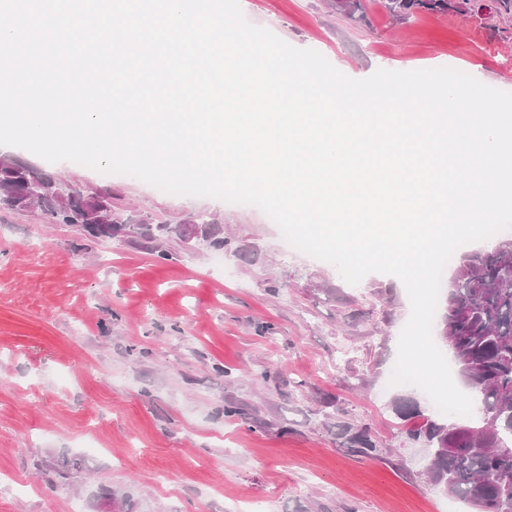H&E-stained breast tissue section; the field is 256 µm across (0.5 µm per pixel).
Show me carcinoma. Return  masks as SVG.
Wrapping results in <instances>:
<instances>
[{"mask_svg":"<svg viewBox=\"0 0 512 512\" xmlns=\"http://www.w3.org/2000/svg\"><path fill=\"white\" fill-rule=\"evenodd\" d=\"M463 6L452 0H388L395 16L416 9L442 13ZM108 193L69 195L53 177L21 163L0 167V206L22 209L35 206L54 224H70L93 235L115 238L119 233L148 245L175 232L167 224H152L138 211L104 213L100 210ZM199 224L200 239L210 248L228 245L220 226L206 215L190 218ZM512 254L495 247L468 253L455 260L448 298L439 313L441 327L448 330V344L457 352L458 375L476 393L482 415L496 419L490 430L456 432L447 422L427 418L414 425L410 435L430 447L429 482L443 493L470 502L476 512H505L501 482L512 479V283L503 280V269ZM396 412L405 421L424 416L412 400L397 402ZM352 451L371 456L377 445L365 428L346 427Z\"/></svg>","mask_w":512,"mask_h":512,"instance_id":"1","label":"carcinoma"}]
</instances>
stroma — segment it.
I'll use <instances>...</instances> for the list:
<instances>
[{"mask_svg": "<svg viewBox=\"0 0 512 512\" xmlns=\"http://www.w3.org/2000/svg\"><path fill=\"white\" fill-rule=\"evenodd\" d=\"M335 2L240 6L354 79L451 60L512 90V11L400 19L386 0L351 16ZM0 154L156 224L213 216L231 245L173 234L162 261L36 208L0 210V512H112L116 498L124 512H473L428 482V450L395 413L409 398L440 415L390 382L411 312L399 278L349 284L252 205ZM348 425L369 428L373 456L349 449Z\"/></svg>", "mask_w": 512, "mask_h": 512, "instance_id": "1", "label": "stroma"}]
</instances>
